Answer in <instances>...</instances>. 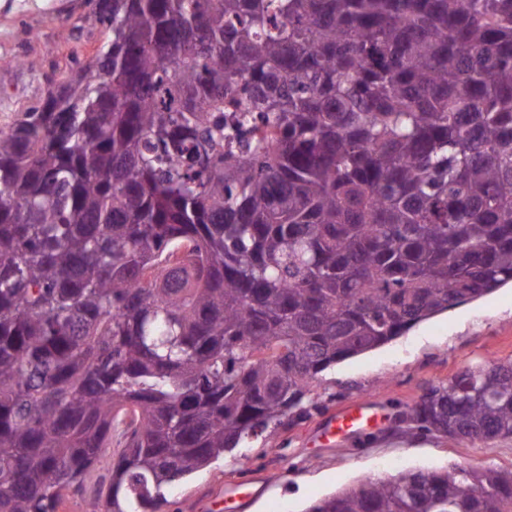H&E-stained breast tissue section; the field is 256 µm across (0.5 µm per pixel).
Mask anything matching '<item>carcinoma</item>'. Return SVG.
<instances>
[{
	"label": "carcinoma",
	"mask_w": 512,
	"mask_h": 512,
	"mask_svg": "<svg viewBox=\"0 0 512 512\" xmlns=\"http://www.w3.org/2000/svg\"><path fill=\"white\" fill-rule=\"evenodd\" d=\"M102 49L0 131V512H162L320 373L512 282V0H92ZM512 438V361L401 413ZM306 512H512V470ZM108 483V479L104 477V472L92 470L86 476L85 491L83 493H65L64 503L62 508H60V512H86L88 500L95 496L97 490H105Z\"/></svg>",
	"instance_id": "obj_1"
}]
</instances>
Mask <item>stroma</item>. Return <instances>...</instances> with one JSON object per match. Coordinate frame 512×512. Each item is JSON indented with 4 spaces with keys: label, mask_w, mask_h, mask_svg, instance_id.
<instances>
[{
    "label": "stroma",
    "mask_w": 512,
    "mask_h": 512,
    "mask_svg": "<svg viewBox=\"0 0 512 512\" xmlns=\"http://www.w3.org/2000/svg\"><path fill=\"white\" fill-rule=\"evenodd\" d=\"M88 0H0V131L37 106L48 77L67 76L75 58L107 38ZM512 360V283L426 320L405 335L345 360L312 383L318 409L288 428L252 440L248 459H220L176 486L164 512H225L224 495L250 488L247 512H305L315 500L363 476L392 477L448 465L512 469V439L471 445L406 436L395 420L423 388L470 364ZM363 406L375 419L366 434L325 440L337 411Z\"/></svg>",
    "instance_id": "stroma-1"
}]
</instances>
